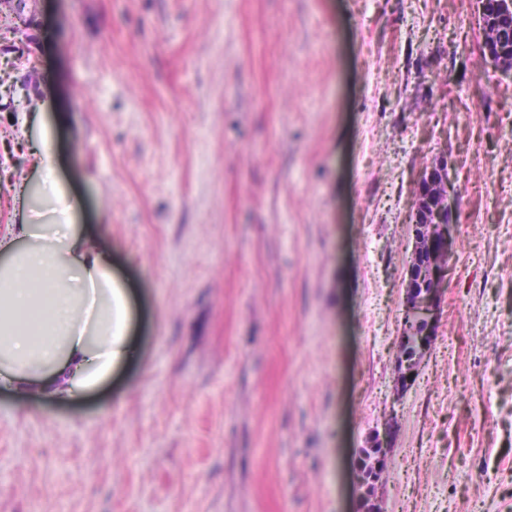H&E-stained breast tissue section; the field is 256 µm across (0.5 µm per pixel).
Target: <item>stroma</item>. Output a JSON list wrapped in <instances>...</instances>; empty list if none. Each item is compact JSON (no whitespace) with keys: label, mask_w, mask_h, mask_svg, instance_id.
<instances>
[{"label":"stroma","mask_w":512,"mask_h":512,"mask_svg":"<svg viewBox=\"0 0 512 512\" xmlns=\"http://www.w3.org/2000/svg\"><path fill=\"white\" fill-rule=\"evenodd\" d=\"M7 57L136 293L78 405L0 390V512H512V72L477 0H27ZM457 240L396 389L416 182Z\"/></svg>","instance_id":"35a3bbf8"}]
</instances>
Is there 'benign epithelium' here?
Instances as JSON below:
<instances>
[{
  "label": "benign epithelium",
  "mask_w": 512,
  "mask_h": 512,
  "mask_svg": "<svg viewBox=\"0 0 512 512\" xmlns=\"http://www.w3.org/2000/svg\"><path fill=\"white\" fill-rule=\"evenodd\" d=\"M490 21H512V0H497ZM455 194L448 182V162L442 158L425 168L418 181L412 214L413 247L407 264L404 323L398 357L397 383L408 386L421 358L431 347L441 301L439 285L445 282L453 258L456 225ZM392 442V425L377 435L375 468H384Z\"/></svg>",
  "instance_id": "benign-epithelium-1"
}]
</instances>
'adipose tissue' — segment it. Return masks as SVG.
Here are the masks:
<instances>
[{"instance_id":"adipose-tissue-1","label":"adipose tissue","mask_w":512,"mask_h":512,"mask_svg":"<svg viewBox=\"0 0 512 512\" xmlns=\"http://www.w3.org/2000/svg\"><path fill=\"white\" fill-rule=\"evenodd\" d=\"M31 155L37 183H17L0 236V387L23 404L73 403L128 359V293L99 229L79 221L47 125Z\"/></svg>"}]
</instances>
